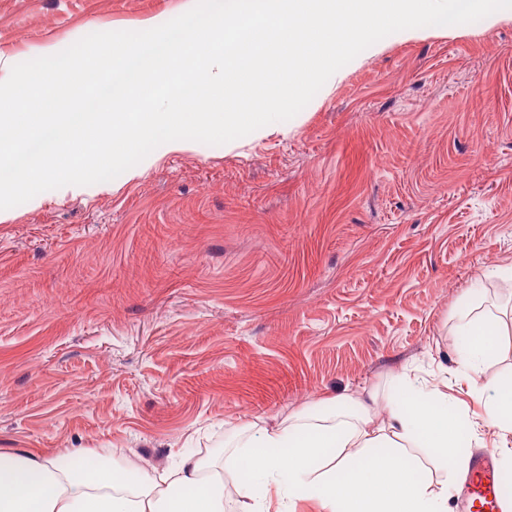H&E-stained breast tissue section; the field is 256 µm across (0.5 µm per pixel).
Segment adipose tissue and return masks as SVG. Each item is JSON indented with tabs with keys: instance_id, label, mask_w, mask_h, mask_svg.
Here are the masks:
<instances>
[{
	"instance_id": "ef3b65f1",
	"label": "adipose tissue",
	"mask_w": 512,
	"mask_h": 512,
	"mask_svg": "<svg viewBox=\"0 0 512 512\" xmlns=\"http://www.w3.org/2000/svg\"><path fill=\"white\" fill-rule=\"evenodd\" d=\"M506 327L493 318L464 322L453 377L484 408L468 419L447 394V377L400 374L376 419L374 390L332 401L323 415L296 413L273 426L248 423L223 459L183 455L174 468L129 482L119 460L82 453L69 469L29 449L0 453V512H451L468 473L463 440L491 447L512 466V375L489 376ZM492 441H485L484 432Z\"/></svg>"
}]
</instances>
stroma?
Instances as JSON below:
<instances>
[{"label":"stroma","instance_id":"1","mask_svg":"<svg viewBox=\"0 0 512 512\" xmlns=\"http://www.w3.org/2000/svg\"><path fill=\"white\" fill-rule=\"evenodd\" d=\"M185 0H0V63ZM0 212V452L163 469L455 369L512 284V18L400 31L294 118Z\"/></svg>","mask_w":512,"mask_h":512}]
</instances>
